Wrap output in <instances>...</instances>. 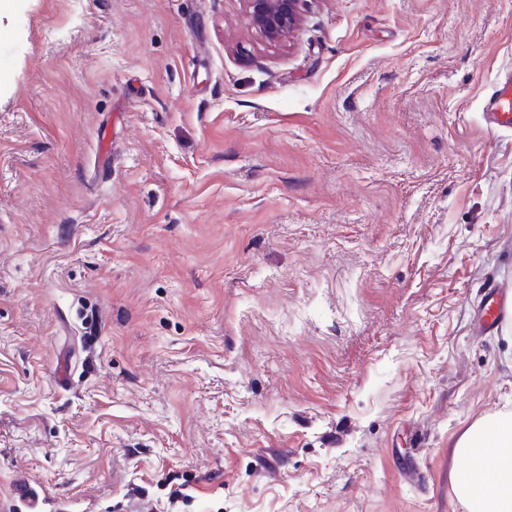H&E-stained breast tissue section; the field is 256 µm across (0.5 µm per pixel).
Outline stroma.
Here are the masks:
<instances>
[{"label":"stroma","instance_id":"35a3bbf8","mask_svg":"<svg viewBox=\"0 0 512 512\" xmlns=\"http://www.w3.org/2000/svg\"><path fill=\"white\" fill-rule=\"evenodd\" d=\"M510 71L512 0H0V504L463 512ZM250 26L258 29L270 46L284 44L300 22L305 0H243ZM486 125L490 130L512 126V79L498 82L484 104Z\"/></svg>","mask_w":512,"mask_h":512}]
</instances>
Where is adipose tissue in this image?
<instances>
[{"label":"adipose tissue","mask_w":512,"mask_h":512,"mask_svg":"<svg viewBox=\"0 0 512 512\" xmlns=\"http://www.w3.org/2000/svg\"><path fill=\"white\" fill-rule=\"evenodd\" d=\"M454 453L475 461L451 481L464 512H512V413L500 412L469 427Z\"/></svg>","instance_id":"1"}]
</instances>
